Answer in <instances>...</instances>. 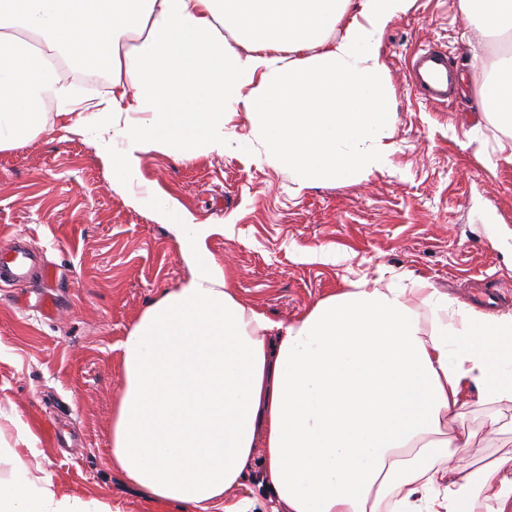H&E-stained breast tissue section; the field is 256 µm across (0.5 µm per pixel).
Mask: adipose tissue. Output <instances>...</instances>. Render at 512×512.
Wrapping results in <instances>:
<instances>
[{
	"label": "adipose tissue",
	"instance_id": "obj_1",
	"mask_svg": "<svg viewBox=\"0 0 512 512\" xmlns=\"http://www.w3.org/2000/svg\"><path fill=\"white\" fill-rule=\"evenodd\" d=\"M0 0V150L43 130L92 128L115 184L142 153H223L229 113L299 184L383 169L392 122L381 37L410 0ZM485 32L512 35V0H461ZM235 42L227 44L225 31ZM110 89L79 97L69 67ZM512 162V56L484 81ZM140 114L129 123V114ZM121 134V152L112 137ZM191 276L151 304L119 344L124 386L112 467L147 499L181 512H248L235 499L256 445L270 512H512V456L480 471L443 467L469 434L449 419L512 402V314L487 317L421 281L349 290L272 322L205 257L217 224L176 217ZM0 482V512H105L58 493L21 458Z\"/></svg>",
	"mask_w": 512,
	"mask_h": 512
}]
</instances>
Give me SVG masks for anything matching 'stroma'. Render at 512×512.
<instances>
[{
  "label": "stroma",
  "instance_id": "obj_1",
  "mask_svg": "<svg viewBox=\"0 0 512 512\" xmlns=\"http://www.w3.org/2000/svg\"><path fill=\"white\" fill-rule=\"evenodd\" d=\"M446 52L457 74L447 102L409 84L414 53ZM503 44L483 36L459 0H411L380 46L391 97L393 149L387 166L348 181L299 185L269 159L247 113L229 115L224 154L178 160L143 155L124 190L96 155L90 132L49 118L31 140L0 151V250L25 239L53 266L51 281L0 283V448L17 425L33 434L29 464L58 490L95 499L110 512H160L113 471L112 411L123 388L116 345L149 305L191 275L160 198L197 224H220L206 253L228 288L271 321L297 319L350 283L414 277L474 308L466 285L507 286L498 313H512V163L500 131L477 106ZM55 301L52 316L37 307ZM491 407L468 408L474 434L451 469L512 454V434L487 423Z\"/></svg>",
  "mask_w": 512,
  "mask_h": 512
}]
</instances>
